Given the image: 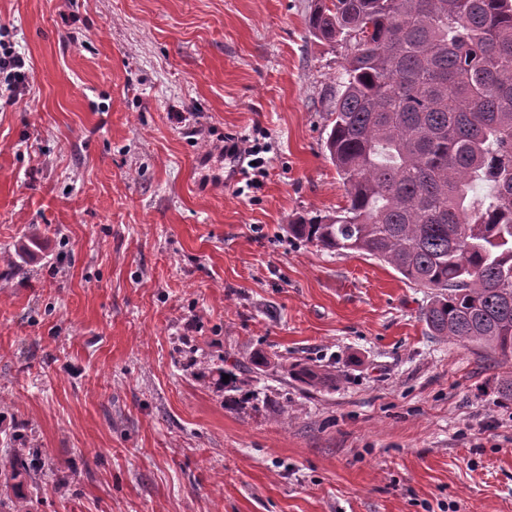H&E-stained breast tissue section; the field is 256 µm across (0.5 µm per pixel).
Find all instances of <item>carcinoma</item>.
I'll return each instance as SVG.
<instances>
[{"instance_id":"carcinoma-1","label":"carcinoma","mask_w":512,"mask_h":512,"mask_svg":"<svg viewBox=\"0 0 512 512\" xmlns=\"http://www.w3.org/2000/svg\"><path fill=\"white\" fill-rule=\"evenodd\" d=\"M310 37L352 45L325 151L347 205L288 234L382 261L433 290L435 336L512 358V0H315ZM483 182L489 202L471 197ZM307 389L336 371L282 365ZM30 448L0 476L16 480Z\"/></svg>"}]
</instances>
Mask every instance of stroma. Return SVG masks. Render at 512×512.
Segmentation results:
<instances>
[{
  "label": "stroma",
  "mask_w": 512,
  "mask_h": 512,
  "mask_svg": "<svg viewBox=\"0 0 512 512\" xmlns=\"http://www.w3.org/2000/svg\"><path fill=\"white\" fill-rule=\"evenodd\" d=\"M311 9L0 0L30 78L0 110V458L18 427L70 478L24 479L31 512H512V362L288 233L346 204L323 143L350 47ZM228 138L268 145L261 187L228 181ZM295 381L307 389H336V370L310 363L279 364Z\"/></svg>",
  "instance_id": "1"
}]
</instances>
